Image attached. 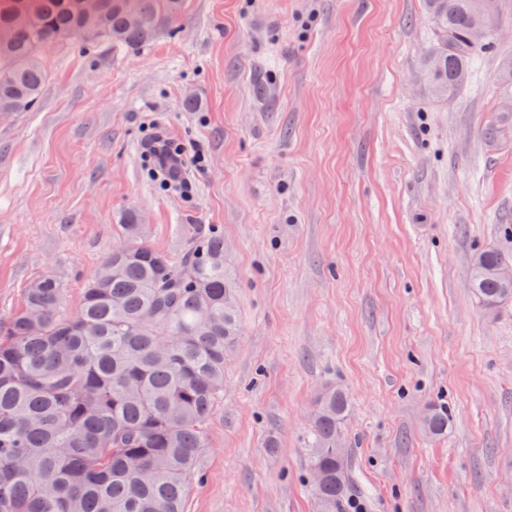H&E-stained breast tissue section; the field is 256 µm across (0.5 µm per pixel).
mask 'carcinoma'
Returning <instances> with one entry per match:
<instances>
[{
    "instance_id": "cac0c4a2",
    "label": "carcinoma",
    "mask_w": 512,
    "mask_h": 512,
    "mask_svg": "<svg viewBox=\"0 0 512 512\" xmlns=\"http://www.w3.org/2000/svg\"><path fill=\"white\" fill-rule=\"evenodd\" d=\"M184 2L101 0L87 15L81 0H0V109L38 102L48 79L42 55L57 42L138 49L177 23ZM475 2L425 0L439 94L462 86L479 47ZM134 14L152 25L131 26ZM121 228L75 312H64V284L47 273L0 323V512H184L238 341L235 282L212 224L188 225L176 257L147 243L135 215ZM503 262L512 257L494 250L473 260V288L489 310L512 299L490 274ZM350 407L339 386L314 400L309 471L326 476L311 484L318 512H342L355 486L340 442Z\"/></svg>"
}]
</instances>
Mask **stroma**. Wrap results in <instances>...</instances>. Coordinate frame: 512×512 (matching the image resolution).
Returning <instances> with one entry per match:
<instances>
[{
  "label": "stroma",
  "mask_w": 512,
  "mask_h": 512,
  "mask_svg": "<svg viewBox=\"0 0 512 512\" xmlns=\"http://www.w3.org/2000/svg\"><path fill=\"white\" fill-rule=\"evenodd\" d=\"M435 44L423 0H186L148 47L55 44L34 108L0 112V322L47 272L74 312L127 212L173 256L224 233L241 337L185 512H317L329 385L365 512H512V301L470 283L512 255V0L447 97ZM154 137L204 154L186 187L151 178ZM511 263L512 257L494 250H483L474 257L473 288L478 300L486 309H495L501 302L512 299V288H505L503 284L512 285ZM496 265L499 266L490 271V268Z\"/></svg>",
  "instance_id": "stroma-1"
}]
</instances>
